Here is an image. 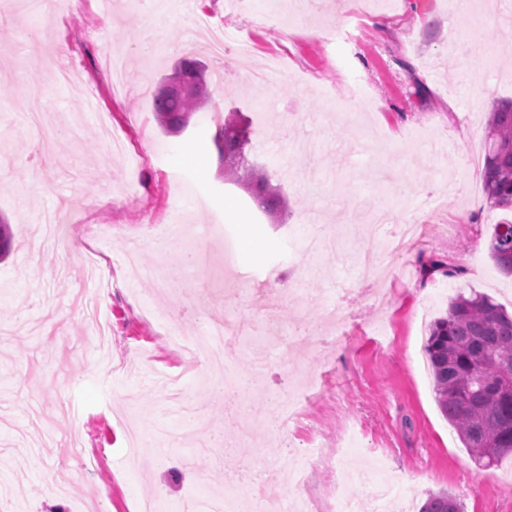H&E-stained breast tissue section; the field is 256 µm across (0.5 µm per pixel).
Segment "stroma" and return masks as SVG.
Here are the masks:
<instances>
[{
	"label": "stroma",
	"instance_id": "stroma-1",
	"mask_svg": "<svg viewBox=\"0 0 512 512\" xmlns=\"http://www.w3.org/2000/svg\"><path fill=\"white\" fill-rule=\"evenodd\" d=\"M24 0H0V216L13 228L0 262V512H139L161 497V512H182L192 496L223 491L282 499L287 477L270 482L285 451L270 424L290 386L319 391L302 423L285 424L305 447L340 450L341 470L318 467L309 493L336 479L373 512L365 479L394 489L388 512H418L428 494L453 493L465 512H512V457L479 468L442 416L424 345L458 288L488 293L512 312V278L488 254L501 212L483 191L485 125L512 99V22L503 0H472L473 50L505 73L467 75L453 46L454 0H159L134 14L122 0H93L81 14L55 12L50 39ZM250 37L234 66L199 46L196 18ZM127 61L125 84H111L108 54ZM182 57L200 59L214 81L210 102L188 126L166 132L153 95ZM286 59L273 89L251 72ZM42 95L56 118L23 122L17 103ZM92 96L96 110L72 138L66 123ZM252 119V148L240 180L224 177L212 142L216 113ZM122 138L108 148L102 126ZM281 187L286 207L268 217L245 188L251 172ZM75 228L50 243L37 222L61 200ZM406 213L421 237L392 259L386 291L362 298L372 282L356 255L387 250L368 233L360 203ZM188 225L218 223L231 241L200 238L207 263L185 271L177 249L147 248L173 210ZM321 227L334 248L311 253ZM107 247L101 278H85L84 249ZM448 273L425 275L431 261ZM180 283V301L158 296L152 274ZM106 307L112 323L105 361L86 352L93 325L71 298L76 289ZM244 324L224 339L229 370L216 393L204 376L185 388L196 416L180 415L156 389L177 371L166 332L193 336L212 314ZM78 408L80 427L68 413ZM96 453L92 475L73 474L51 492L65 449Z\"/></svg>",
	"mask_w": 512,
	"mask_h": 512
}]
</instances>
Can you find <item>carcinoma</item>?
<instances>
[{
  "mask_svg": "<svg viewBox=\"0 0 512 512\" xmlns=\"http://www.w3.org/2000/svg\"><path fill=\"white\" fill-rule=\"evenodd\" d=\"M172 75L192 85L195 94L176 96L161 90L154 98V112L162 127L178 132L207 99L208 81L205 66L193 58L181 59ZM213 142L225 175H236L250 147L249 126L226 119L216 128ZM483 189L491 209L512 213L511 100L493 109L485 128ZM254 198L274 213L281 206L280 186L262 177L256 181ZM489 255L500 273L512 275V221L494 225ZM425 352L440 411L472 460L488 469L512 455V395L498 389L504 376H512V315L490 295L460 288L446 316L430 325ZM419 512H464V508L446 491L430 494Z\"/></svg>",
  "mask_w": 512,
  "mask_h": 512,
  "instance_id": "1",
  "label": "carcinoma"
}]
</instances>
